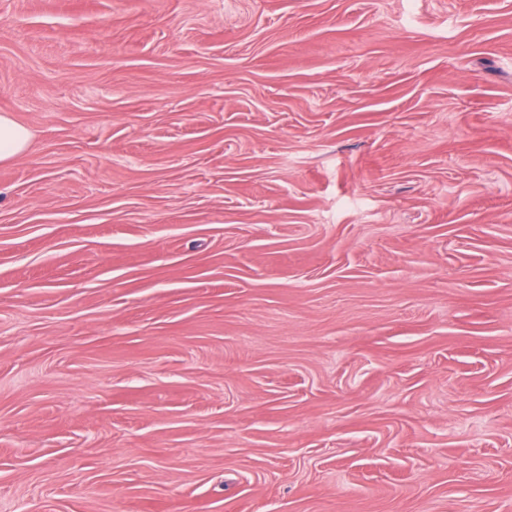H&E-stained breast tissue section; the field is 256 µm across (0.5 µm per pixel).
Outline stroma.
<instances>
[{
    "label": "stroma",
    "instance_id": "35a3bbf8",
    "mask_svg": "<svg viewBox=\"0 0 512 512\" xmlns=\"http://www.w3.org/2000/svg\"><path fill=\"white\" fill-rule=\"evenodd\" d=\"M0 512H512V0H0ZM30 142L28 128L7 113L0 114V162L8 163L24 154Z\"/></svg>",
    "mask_w": 512,
    "mask_h": 512
}]
</instances>
